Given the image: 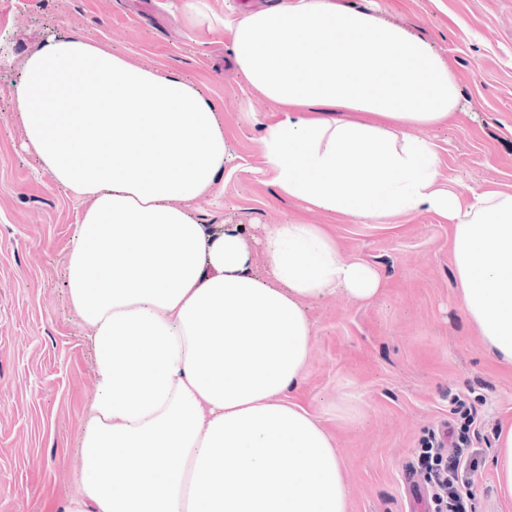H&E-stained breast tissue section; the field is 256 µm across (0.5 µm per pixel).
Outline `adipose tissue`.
I'll list each match as a JSON object with an SVG mask.
<instances>
[{
    "instance_id": "obj_1",
    "label": "adipose tissue",
    "mask_w": 512,
    "mask_h": 512,
    "mask_svg": "<svg viewBox=\"0 0 512 512\" xmlns=\"http://www.w3.org/2000/svg\"><path fill=\"white\" fill-rule=\"evenodd\" d=\"M192 29L227 32L279 195L355 223L435 213L451 224L463 308L512 367V193L439 186L438 147L462 92L432 46L342 0H277L220 16L181 0ZM25 147L85 208L66 260L95 391L65 512H349L333 438L293 397L307 366L305 302L365 303L382 280L321 224H275L250 250L194 204L230 156L218 105L110 42L45 39L14 90Z\"/></svg>"
}]
</instances>
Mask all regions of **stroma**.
Wrapping results in <instances>:
<instances>
[{
    "label": "stroma",
    "mask_w": 512,
    "mask_h": 512,
    "mask_svg": "<svg viewBox=\"0 0 512 512\" xmlns=\"http://www.w3.org/2000/svg\"><path fill=\"white\" fill-rule=\"evenodd\" d=\"M376 2L448 59L462 91L446 127L417 131L438 146L441 184L463 198L512 192V0ZM178 4L0 0V512H64L95 386L65 286L81 208L24 148L13 95L25 59L52 34L112 42L218 104L232 157L222 194L196 205L203 221L241 225L251 247L273 224H324L344 256L378 270L382 291L370 302L331 295L305 304L313 336L295 397L336 444L350 512H412V489L426 487L418 450L449 431L475 464L473 512H512L490 466L512 418V370L489 356L462 307L450 225L431 212L354 224L279 196L245 118L270 104L239 76L228 35L187 29Z\"/></svg>",
    "instance_id": "35a3bbf8"
}]
</instances>
